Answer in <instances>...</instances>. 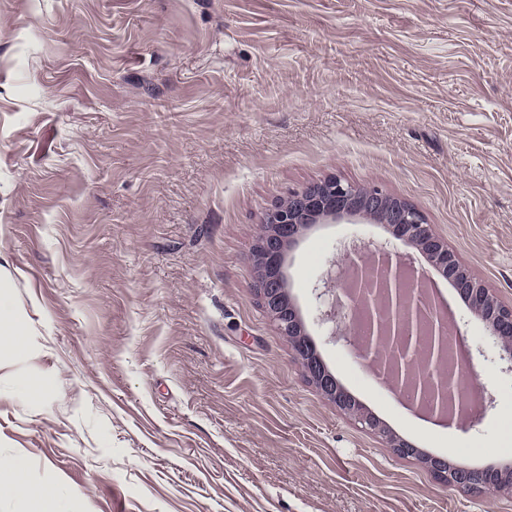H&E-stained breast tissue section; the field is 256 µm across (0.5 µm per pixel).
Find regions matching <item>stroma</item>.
Here are the masks:
<instances>
[{"instance_id": "35a3bbf8", "label": "stroma", "mask_w": 512, "mask_h": 512, "mask_svg": "<svg viewBox=\"0 0 512 512\" xmlns=\"http://www.w3.org/2000/svg\"><path fill=\"white\" fill-rule=\"evenodd\" d=\"M333 176L416 207L512 306V0H0V253L31 330L0 350V454L71 512H512L386 441L512 462V361L424 254L493 400L464 425L407 406L315 320L337 244L385 225H311L283 267L384 435L265 313L258 226Z\"/></svg>"}]
</instances>
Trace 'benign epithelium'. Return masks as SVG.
Here are the masks:
<instances>
[{
	"instance_id": "benign-epithelium-1",
	"label": "benign epithelium",
	"mask_w": 512,
	"mask_h": 512,
	"mask_svg": "<svg viewBox=\"0 0 512 512\" xmlns=\"http://www.w3.org/2000/svg\"><path fill=\"white\" fill-rule=\"evenodd\" d=\"M354 218L361 224H386L391 238L360 240L336 247L321 277L312 287L318 321L326 335L363 359L383 363L395 359L396 389L421 380L430 371L432 354L443 359L445 315L434 313L428 334L440 333L438 343L421 342L416 327L424 312L422 294L414 289L415 279L400 281L399 271L386 270L375 277L367 264L376 259H401L399 246L415 247L425 253L436 271L453 283L471 303L473 314L500 351L512 358V307L502 305L473 272L463 268L445 242L421 213L405 201L383 190L360 187L330 178L291 193L266 213L260 224L255 262L260 270L258 291L265 310L281 335L288 337L308 379L337 407L362 427L381 435L386 431L339 385L315 345L304 331L299 313L288 297L282 279L285 248L292 245L310 224L336 223ZM388 436V435H386ZM390 447L402 459H415L418 449L398 436H388ZM426 468L451 485L502 492L497 478L465 469H450L444 458L425 460Z\"/></svg>"
}]
</instances>
